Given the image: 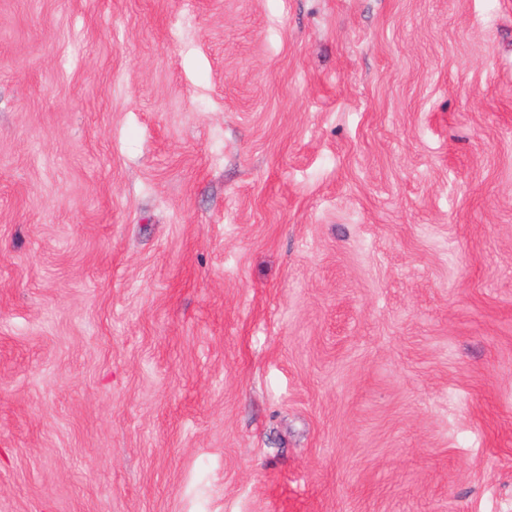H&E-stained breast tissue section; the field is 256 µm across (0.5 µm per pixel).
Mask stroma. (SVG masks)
<instances>
[{
	"mask_svg": "<svg viewBox=\"0 0 512 512\" xmlns=\"http://www.w3.org/2000/svg\"><path fill=\"white\" fill-rule=\"evenodd\" d=\"M0 512H512V0H0Z\"/></svg>",
	"mask_w": 512,
	"mask_h": 512,
	"instance_id": "1",
	"label": "stroma"
}]
</instances>
